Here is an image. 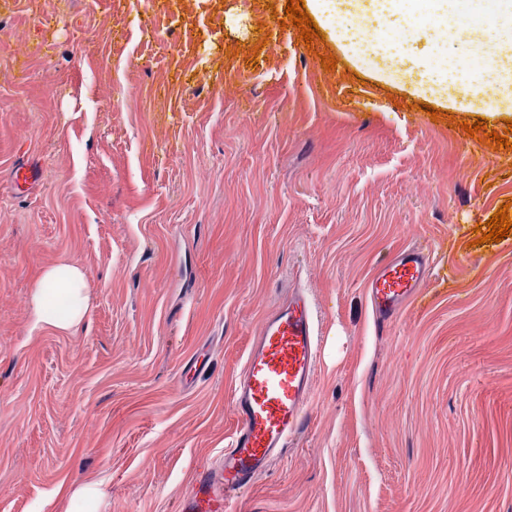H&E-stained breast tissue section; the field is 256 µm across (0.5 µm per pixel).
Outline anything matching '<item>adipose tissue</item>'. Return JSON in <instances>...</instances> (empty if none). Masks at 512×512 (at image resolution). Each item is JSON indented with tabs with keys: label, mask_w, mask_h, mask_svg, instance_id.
I'll use <instances>...</instances> for the list:
<instances>
[{
	"label": "adipose tissue",
	"mask_w": 512,
	"mask_h": 512,
	"mask_svg": "<svg viewBox=\"0 0 512 512\" xmlns=\"http://www.w3.org/2000/svg\"><path fill=\"white\" fill-rule=\"evenodd\" d=\"M325 19L340 50L353 61L372 55L378 79L394 78L416 95L453 107L479 109L491 103L497 115L512 114V0H307ZM417 23L411 40L392 37L405 20ZM374 26L377 39L363 44L360 33ZM423 50H416V43ZM458 45L471 68L458 75L438 63L443 47ZM90 306L88 279L79 266L47 267L30 300L33 328L66 332Z\"/></svg>",
	"instance_id": "adipose-tissue-1"
}]
</instances>
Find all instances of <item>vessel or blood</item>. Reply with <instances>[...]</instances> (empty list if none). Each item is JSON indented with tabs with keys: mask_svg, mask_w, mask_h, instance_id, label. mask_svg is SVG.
I'll return each instance as SVG.
<instances>
[{
	"mask_svg": "<svg viewBox=\"0 0 512 512\" xmlns=\"http://www.w3.org/2000/svg\"><path fill=\"white\" fill-rule=\"evenodd\" d=\"M430 271L428 253L413 248L378 271L367 295L379 324L395 321L421 297ZM319 343L312 303L304 289H294L263 320L234 386L237 429L219 460L197 470L180 512H229L231 497L252 487L287 448L308 414Z\"/></svg>",
	"mask_w": 512,
	"mask_h": 512,
	"instance_id": "b4317fda",
	"label": "vessel or blood"
}]
</instances>
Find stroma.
I'll return each mask as SVG.
<instances>
[{
	"instance_id": "1",
	"label": "stroma",
	"mask_w": 512,
	"mask_h": 512,
	"mask_svg": "<svg viewBox=\"0 0 512 512\" xmlns=\"http://www.w3.org/2000/svg\"><path fill=\"white\" fill-rule=\"evenodd\" d=\"M286 4L0 0V512H179L296 287L309 417L234 512H512V234L474 231L512 204V131L324 68ZM405 247L434 270L381 326L366 283ZM60 262L90 309L33 329ZM56 297L63 310L50 303ZM90 306L88 279L79 266L67 262L47 267L30 300L34 329L68 332L84 319Z\"/></svg>"
}]
</instances>
